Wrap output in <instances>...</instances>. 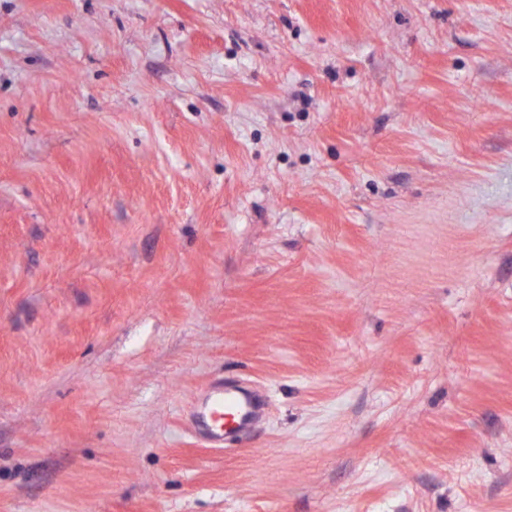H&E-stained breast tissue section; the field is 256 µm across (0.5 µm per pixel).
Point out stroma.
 Instances as JSON below:
<instances>
[{"mask_svg": "<svg viewBox=\"0 0 512 512\" xmlns=\"http://www.w3.org/2000/svg\"><path fill=\"white\" fill-rule=\"evenodd\" d=\"M0 512H512V0H0ZM224 407L231 412L229 416L235 417L232 429L224 430ZM264 409V401L246 388L224 390L223 385H214L199 406L198 433L210 446H221L227 433L249 430L263 417Z\"/></svg>", "mask_w": 512, "mask_h": 512, "instance_id": "obj_1", "label": "stroma"}]
</instances>
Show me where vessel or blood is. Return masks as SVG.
<instances>
[{
	"mask_svg": "<svg viewBox=\"0 0 512 512\" xmlns=\"http://www.w3.org/2000/svg\"><path fill=\"white\" fill-rule=\"evenodd\" d=\"M228 414L234 419L235 430L246 431L263 417L264 402L254 392L242 387L213 386L197 412L198 432L210 446L223 444L224 417Z\"/></svg>",
	"mask_w": 512,
	"mask_h": 512,
	"instance_id": "vessel-or-blood-1",
	"label": "vessel or blood"
}]
</instances>
